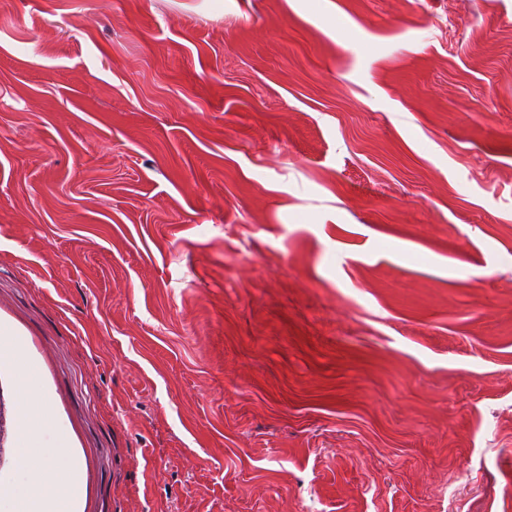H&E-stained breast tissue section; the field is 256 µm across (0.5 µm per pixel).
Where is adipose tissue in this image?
I'll use <instances>...</instances> for the list:
<instances>
[{"mask_svg":"<svg viewBox=\"0 0 512 512\" xmlns=\"http://www.w3.org/2000/svg\"><path fill=\"white\" fill-rule=\"evenodd\" d=\"M0 365L10 367L17 379L16 451L22 464L21 477L0 512H77L80 478L68 453L69 436L60 431L53 443H46L51 414L47 399L34 397L38 369L21 341L6 329L0 331Z\"/></svg>","mask_w":512,"mask_h":512,"instance_id":"1","label":"adipose tissue"}]
</instances>
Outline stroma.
Wrapping results in <instances>:
<instances>
[{"mask_svg": "<svg viewBox=\"0 0 512 512\" xmlns=\"http://www.w3.org/2000/svg\"><path fill=\"white\" fill-rule=\"evenodd\" d=\"M0 323L79 512H512V0H0Z\"/></svg>", "mask_w": 512, "mask_h": 512, "instance_id": "obj_1", "label": "stroma"}]
</instances>
